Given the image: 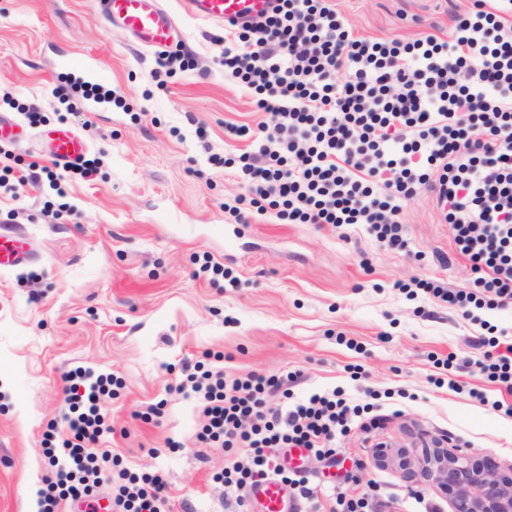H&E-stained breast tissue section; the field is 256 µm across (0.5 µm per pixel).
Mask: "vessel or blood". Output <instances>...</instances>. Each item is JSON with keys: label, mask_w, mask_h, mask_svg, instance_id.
Segmentation results:
<instances>
[{"label": "vessel or blood", "mask_w": 512, "mask_h": 512, "mask_svg": "<svg viewBox=\"0 0 512 512\" xmlns=\"http://www.w3.org/2000/svg\"><path fill=\"white\" fill-rule=\"evenodd\" d=\"M275 5L274 0H179L178 11H170L163 0H103V19L109 26L130 35L143 49L159 53L169 49L177 31L176 16L224 25L261 20ZM49 158L64 167L83 157L86 139L78 132L59 127L47 134ZM34 259L26 242L0 235V270L22 267ZM265 512H288V487L272 478L256 489Z\"/></svg>", "instance_id": "obj_1"}]
</instances>
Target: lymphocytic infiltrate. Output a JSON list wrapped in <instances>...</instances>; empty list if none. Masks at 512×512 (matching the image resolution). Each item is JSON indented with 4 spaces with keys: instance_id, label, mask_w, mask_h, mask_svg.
<instances>
[{
    "instance_id": "lymphocytic-infiltrate-1",
    "label": "lymphocytic infiltrate",
    "mask_w": 512,
    "mask_h": 512,
    "mask_svg": "<svg viewBox=\"0 0 512 512\" xmlns=\"http://www.w3.org/2000/svg\"><path fill=\"white\" fill-rule=\"evenodd\" d=\"M453 20L447 39L368 38L337 0H277L260 22L225 25L224 74L273 123L226 125L227 136L253 149L223 164L245 187L232 209L240 223L254 212L291 224H363L395 251L409 247L406 202L431 194L473 283L451 288L414 278L402 289L471 319L512 307V0H470ZM481 344V373L512 395V345L499 352L493 325ZM295 379L229 377L199 363L180 385L205 402L199 442L244 451L223 475L234 512H248L243 490L269 477L276 449L329 458L360 415L339 390L293 399ZM68 381L67 437L47 451L41 512L107 485L117 512H168L162 472L103 468L100 400L112 377L80 370ZM277 393L283 402L270 407Z\"/></svg>"
}]
</instances>
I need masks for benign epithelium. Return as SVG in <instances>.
<instances>
[{"label":"benign epithelium","mask_w":512,"mask_h":512,"mask_svg":"<svg viewBox=\"0 0 512 512\" xmlns=\"http://www.w3.org/2000/svg\"><path fill=\"white\" fill-rule=\"evenodd\" d=\"M375 460L428 482L448 497L452 512H512V467L488 455L450 450L434 439L419 453L380 445Z\"/></svg>","instance_id":"obj_1"}]
</instances>
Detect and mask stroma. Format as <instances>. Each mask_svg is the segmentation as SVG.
Returning a JSON list of instances; mask_svg holds the SVG:
<instances>
[{
    "mask_svg": "<svg viewBox=\"0 0 512 512\" xmlns=\"http://www.w3.org/2000/svg\"><path fill=\"white\" fill-rule=\"evenodd\" d=\"M363 36L449 38L467 0H337ZM185 68L153 77L154 54L104 26L96 0H0V113L24 124L6 144L16 194L0 193V233L22 234L33 263L0 272V512H30L46 474V433L63 438L66 377L81 368L119 379L101 409L100 445L133 471L161 468L170 512H227L212 477L234 457L203 448L200 401L179 392L182 368L205 359L235 376L298 373L294 398L342 388L379 398L376 427L354 422L332 459L310 461L319 495H375L380 512H450L423 482L374 462L376 442L421 447L429 436L512 466V417L472 400L489 388L477 362L480 325L397 285L472 280L429 194L404 209L409 249L380 246L366 227L238 223L227 210L237 179L213 165L246 150L228 124L271 123L225 78L223 28L179 16ZM88 81L111 102H60V80ZM40 112L28 125L25 111ZM89 143L96 172L64 194L42 179L47 130ZM207 134L198 137L196 129ZM229 277L202 272L203 264ZM452 357L466 390L438 388L435 359ZM161 417H150L155 405ZM179 442L169 451L168 441Z\"/></svg>",
    "mask_w": 512,
    "mask_h": 512,
    "instance_id": "35a3bbf8",
    "label": "stroma"
}]
</instances>
